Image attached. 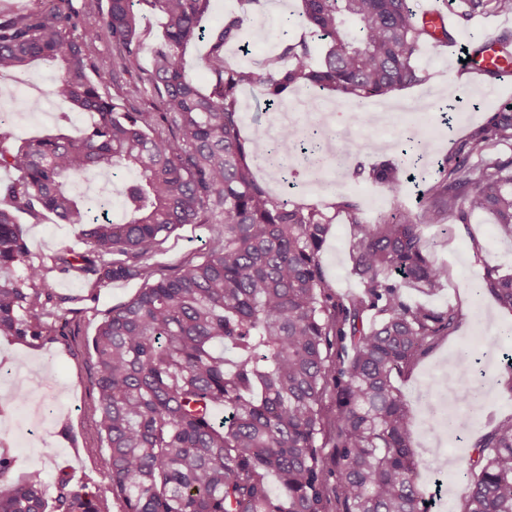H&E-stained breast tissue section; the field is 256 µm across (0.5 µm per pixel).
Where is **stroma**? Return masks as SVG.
<instances>
[{
    "label": "stroma",
    "instance_id": "1",
    "mask_svg": "<svg viewBox=\"0 0 512 512\" xmlns=\"http://www.w3.org/2000/svg\"><path fill=\"white\" fill-rule=\"evenodd\" d=\"M298 5L299 0H260L259 6L245 14L238 0H213L207 25L218 28L228 16L245 14L243 45L227 46L224 55L256 70L279 54L281 34L292 38L307 34L297 15ZM461 60V55L447 51L434 56L420 50L417 62L425 68L428 79L390 97L392 109L382 127L372 121L366 104L338 100L336 128L349 129L364 147L354 151L343 172L323 186L308 185L305 170L297 169L292 200L332 204L346 197L358 203L361 217L368 221L383 210L416 206L420 192L437 178L448 152L512 98V85L468 73ZM55 78V72L35 67L0 79V109L11 110L17 97L34 104L33 109L17 115L11 129L15 140L47 133L77 137L93 122L92 114L73 111L52 95ZM427 120L434 124L431 141L422 160L410 164L403 152L405 141ZM382 164L398 168L401 181L396 192L368 179L370 168ZM19 222L31 260L86 249L77 229L59 223L52 214L34 218L23 213ZM351 235L346 215L337 214L322 250L324 270L333 295L338 297L359 290L351 273ZM425 237L429 259L445 266L448 278L435 294L422 296L421 301L434 309L455 310L459 325L413 361L396 377L395 385L416 418L413 446L421 461L418 485L429 512H461L469 485L458 474L477 460L476 439L512 418V369L505 365L506 356L512 354V312L499 308L488 293L475 290L485 266L512 271V240L498 234L487 214L475 215L467 227L450 220L431 225ZM207 244L206 227L187 224L170 234L153 261L167 271L200 255ZM49 284L66 298L62 308L50 309L45 316L52 332L26 340L0 336V370L6 374L8 391H25L27 399L43 406L37 420L25 418L20 407L0 409V445L8 448L12 458L6 479L11 482L38 470L50 484L62 470L103 495L109 491V478L99 461L106 444L99 428L96 370L88 344L112 308L134 297L140 284L132 280L98 285L90 276L57 272L50 275ZM478 332L484 343L474 341ZM486 345L495 349L496 356L482 365L485 377L479 402L471 403L462 393L455 404L465 412L475 405L479 412L465 431L449 433L448 445L454 448L457 459L454 469L442 470L440 458L429 453L437 437L427 423L428 400L423 390L432 381L464 371L466 356L479 355Z\"/></svg>",
    "mask_w": 512,
    "mask_h": 512
}]
</instances>
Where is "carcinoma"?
<instances>
[{
	"label": "carcinoma",
	"instance_id": "carcinoma-1",
	"mask_svg": "<svg viewBox=\"0 0 512 512\" xmlns=\"http://www.w3.org/2000/svg\"><path fill=\"white\" fill-rule=\"evenodd\" d=\"M211 0H107L92 13L76 0L0 15V77L31 64L58 76L55 95L97 120L83 136L45 135L17 147L0 132V198L33 217L50 212L79 227L82 253L31 261L14 212L0 207V336L37 338L52 331L47 305L59 302L48 273L80 269L96 282L135 279L142 287L112 309L88 348L97 369L99 426L107 450L100 465L124 512H328V487L344 512H426L411 446L414 415L394 376L453 333L458 317L404 296L447 278L426 254L425 229L451 218L468 227L479 213L512 239V102L472 130L441 162L439 179L414 209L381 211L363 221L350 199L296 203L254 175L269 147L265 133L242 134L239 94L257 87L264 111L303 89L361 102L426 81L416 55L448 45L411 0H301L299 16L324 42L318 59L306 39H285L259 72L224 59L242 41L243 16L209 29ZM163 17L162 36L141 70L140 29ZM512 14V0H457L456 33L478 17ZM108 37L115 58L92 44ZM209 42V88L187 74L184 50ZM497 61L512 64V38L496 39ZM143 72L155 111L100 92L94 77ZM274 149L279 167L299 158L310 180L325 164L346 165L348 146L288 125ZM108 171L135 178L121 190L127 219L95 215L71 180ZM368 177L394 192L398 169ZM335 214H330L329 209ZM353 226L352 272L361 291L333 299L321 251L336 214ZM184 224H206L208 250L172 273L151 263L156 246ZM480 289L512 311V273L486 266ZM349 342L351 358L330 363ZM232 349L234 358L225 356ZM335 410L325 412L329 387ZM224 409V418L215 410ZM336 448V469L321 450ZM483 463L464 473L462 512H512V419L481 436ZM110 512L64 471L53 485L32 472L0 488V512Z\"/></svg>",
	"mask_w": 512,
	"mask_h": 512
}]
</instances>
